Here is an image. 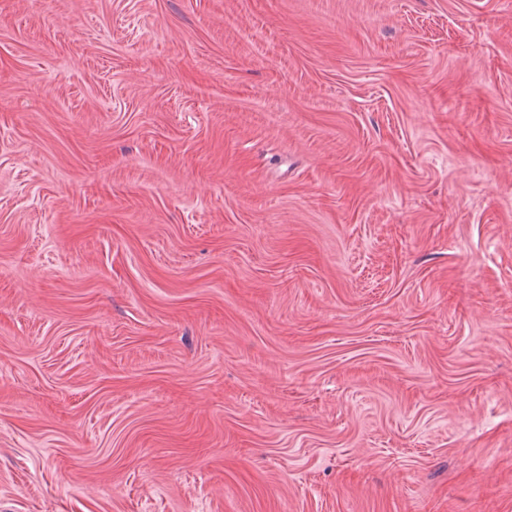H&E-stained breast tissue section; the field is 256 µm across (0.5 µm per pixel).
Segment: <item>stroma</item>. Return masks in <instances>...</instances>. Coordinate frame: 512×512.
<instances>
[{
	"label": "stroma",
	"mask_w": 512,
	"mask_h": 512,
	"mask_svg": "<svg viewBox=\"0 0 512 512\" xmlns=\"http://www.w3.org/2000/svg\"><path fill=\"white\" fill-rule=\"evenodd\" d=\"M0 512H512V0H0Z\"/></svg>",
	"instance_id": "obj_1"
}]
</instances>
